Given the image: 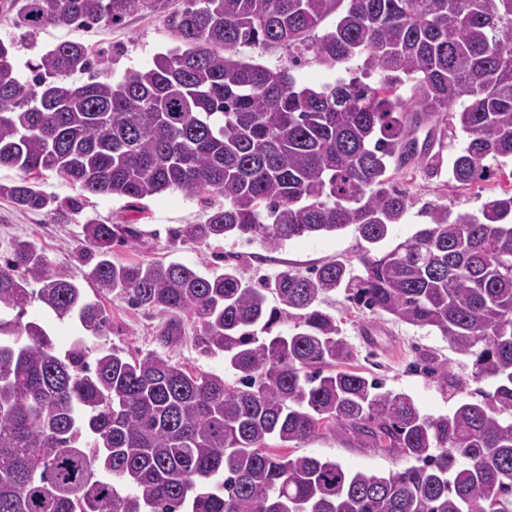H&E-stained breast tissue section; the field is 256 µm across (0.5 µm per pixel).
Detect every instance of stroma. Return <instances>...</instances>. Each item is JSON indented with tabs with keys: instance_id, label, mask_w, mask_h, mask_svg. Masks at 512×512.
<instances>
[{
	"instance_id": "1",
	"label": "stroma",
	"mask_w": 512,
	"mask_h": 512,
	"mask_svg": "<svg viewBox=\"0 0 512 512\" xmlns=\"http://www.w3.org/2000/svg\"><path fill=\"white\" fill-rule=\"evenodd\" d=\"M8 35L15 38V57L21 65L36 61L65 40L88 44L102 61L105 73L116 81L128 71L143 66L156 53L177 44L163 19L149 13L131 16L118 25H101L89 32L51 27L36 33L14 27L12 16L0 13V37ZM291 73L297 84L312 87L353 74L366 75L372 84L381 78L361 57L355 58L349 67L330 69L309 55ZM393 183L406 192L410 206L402 223L394 225L388 238L379 244L382 252L410 239L426 223L425 212L431 205L445 204L456 213L476 214L490 197L512 188L511 177L494 173L472 187L456 189L449 184L447 172L435 174L422 166L395 174ZM208 210L200 198L183 195L157 196L148 200L143 209L122 197L96 196L79 212L71 211L64 218L56 219L41 213L18 212L8 201L0 199V260L13 240L30 239L38 242L53 266L82 276L93 265L91 258L79 250L83 226L90 218L103 224H128L137 230L135 240L113 247V262L145 264L183 260L205 271L223 265L225 253L232 251L239 256L238 266L243 276L255 281L286 268L305 275L315 266L336 258L354 265L364 245L351 226L323 236L291 240L275 251L266 250L258 242L212 240L204 245L188 238L170 237L171 229L204 223ZM103 305L110 319L109 345L133 355L162 351L191 371L228 375L223 356L199 353L192 339L193 323H186L184 336L165 347L159 341L163 315L110 297L104 299ZM328 305L354 348L350 370L378 379L384 390L410 395L424 413L438 416L454 408L455 399L449 398L436 380L412 368L416 357L426 350L449 366L458 367L462 357L452 350L447 338L429 327H415L356 308L340 293L333 295ZM300 451L334 460L352 471L387 473L406 465L405 459L354 447L348 436L326 430L302 444Z\"/></svg>"
}]
</instances>
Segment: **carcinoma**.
Returning a JSON list of instances; mask_svg holds the SVG:
<instances>
[{
    "label": "carcinoma",
    "instance_id": "cac0c4a2",
    "mask_svg": "<svg viewBox=\"0 0 512 512\" xmlns=\"http://www.w3.org/2000/svg\"><path fill=\"white\" fill-rule=\"evenodd\" d=\"M16 26L116 24L163 13L180 45L115 82L89 46L61 42L20 75L14 38H0V198L61 216L83 208L39 188L43 172L79 195L142 201L164 193L215 195L203 224L175 231L199 243L287 241L349 226L374 245L403 219L408 195L388 169L442 167L448 126L466 136L448 160L468 188L512 159V0H0ZM336 15L321 36L319 25ZM288 50L271 68L236 48ZM324 65L362 55L384 77L319 89L290 69L306 54ZM411 83L404 99L397 88ZM434 121L423 142L418 130ZM429 223L360 268L328 260L255 283L237 266L200 271L179 261L119 264L127 224L87 220L96 296L167 316L163 342L194 324L205 355L232 379L193 373L157 352L128 356L103 343L109 318L70 271L29 239L0 265V512H512V188L480 214L433 205ZM355 306L431 327L472 359L471 376L422 353L415 371L458 398L445 415L345 369L353 350L336 293ZM273 298L275 305L268 304ZM78 320L84 335L60 351L33 303ZM284 319L291 333L274 332ZM494 390H468L469 379ZM348 431L353 444L412 464L351 472L300 445Z\"/></svg>",
    "mask_w": 512,
    "mask_h": 512
}]
</instances>
